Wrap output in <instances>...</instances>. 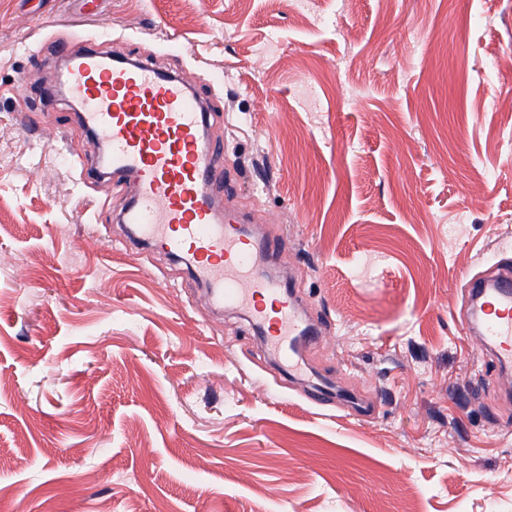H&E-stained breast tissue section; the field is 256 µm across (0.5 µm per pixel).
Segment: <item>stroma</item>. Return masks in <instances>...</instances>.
Masks as SVG:
<instances>
[{
	"label": "stroma",
	"instance_id": "1",
	"mask_svg": "<svg viewBox=\"0 0 512 512\" xmlns=\"http://www.w3.org/2000/svg\"><path fill=\"white\" fill-rule=\"evenodd\" d=\"M190 79L323 346L130 240L58 47ZM512 0H0V512H512ZM26 117H19V110ZM512 292L510 263H500L491 275L469 281V296L474 309L471 335L495 352L504 364L512 361Z\"/></svg>",
	"mask_w": 512,
	"mask_h": 512
}]
</instances>
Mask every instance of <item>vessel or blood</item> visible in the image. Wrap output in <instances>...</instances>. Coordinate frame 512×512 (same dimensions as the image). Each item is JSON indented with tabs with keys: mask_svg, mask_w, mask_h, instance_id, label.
Instances as JSON below:
<instances>
[{
	"mask_svg": "<svg viewBox=\"0 0 512 512\" xmlns=\"http://www.w3.org/2000/svg\"><path fill=\"white\" fill-rule=\"evenodd\" d=\"M66 85L82 106V130L106 142L113 175L135 184L124 223L158 250L191 256L213 303L247 308L268 336L322 344L280 281L252 270L258 243L216 203L217 156L203 141L204 114L190 86L97 51L69 56ZM469 296L473 335L502 363L512 362V264L471 279Z\"/></svg>",
	"mask_w": 512,
	"mask_h": 512,
	"instance_id": "vessel-or-blood-1",
	"label": "vessel or blood"
}]
</instances>
